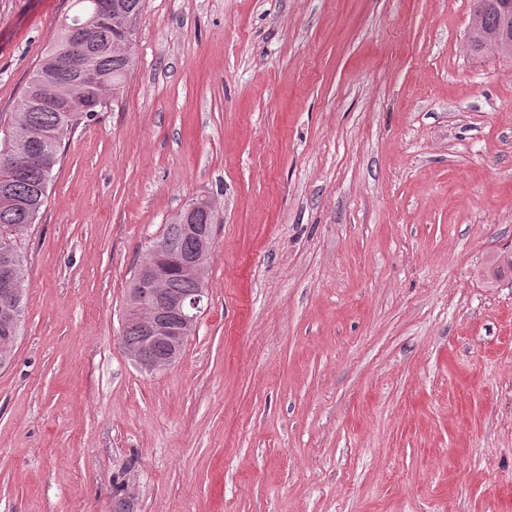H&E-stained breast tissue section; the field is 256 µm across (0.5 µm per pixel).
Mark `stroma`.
<instances>
[{
    "label": "stroma",
    "mask_w": 512,
    "mask_h": 512,
    "mask_svg": "<svg viewBox=\"0 0 512 512\" xmlns=\"http://www.w3.org/2000/svg\"><path fill=\"white\" fill-rule=\"evenodd\" d=\"M472 0H144L79 126L0 368V512H512V57ZM75 0H0V112ZM210 303L147 371L121 320L177 211ZM484 1V7L480 16L479 23L471 33L468 50L478 55L485 51V41L501 35L506 27V22L497 6L498 0Z\"/></svg>",
    "instance_id": "obj_1"
}]
</instances>
